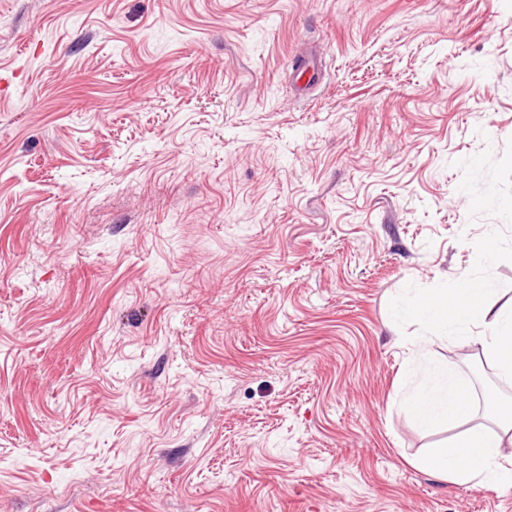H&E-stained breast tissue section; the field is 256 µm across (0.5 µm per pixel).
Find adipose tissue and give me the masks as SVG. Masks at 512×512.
Segmentation results:
<instances>
[{
  "mask_svg": "<svg viewBox=\"0 0 512 512\" xmlns=\"http://www.w3.org/2000/svg\"><path fill=\"white\" fill-rule=\"evenodd\" d=\"M512 433V414L500 418L498 429L472 426L459 436L436 444L416 460L420 470L459 485L512 487V467L501 461L504 435Z\"/></svg>",
  "mask_w": 512,
  "mask_h": 512,
  "instance_id": "obj_1",
  "label": "adipose tissue"
}]
</instances>
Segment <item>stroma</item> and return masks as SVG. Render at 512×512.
Returning <instances> with one entry per match:
<instances>
[{"label":"stroma","instance_id":"stroma-1","mask_svg":"<svg viewBox=\"0 0 512 512\" xmlns=\"http://www.w3.org/2000/svg\"><path fill=\"white\" fill-rule=\"evenodd\" d=\"M510 200L512 0H0V512H512L389 309ZM503 436L477 424L459 436L427 448L415 461L420 470L458 485L512 487L511 460L502 463Z\"/></svg>","mask_w":512,"mask_h":512}]
</instances>
